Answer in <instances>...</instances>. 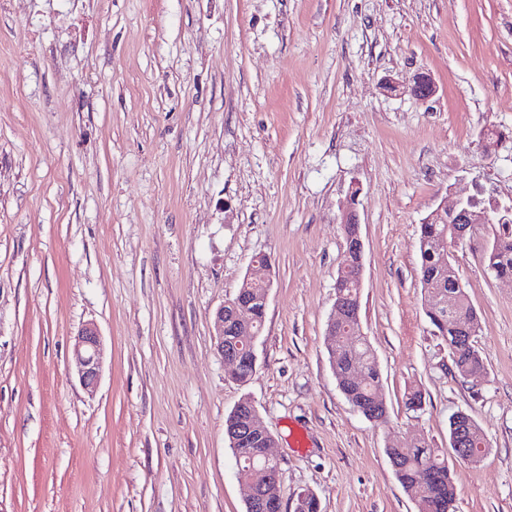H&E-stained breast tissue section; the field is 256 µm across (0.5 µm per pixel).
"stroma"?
<instances>
[{"mask_svg": "<svg viewBox=\"0 0 512 512\" xmlns=\"http://www.w3.org/2000/svg\"><path fill=\"white\" fill-rule=\"evenodd\" d=\"M421 72L429 100L383 88ZM450 191L512 207V0H0V512H246L224 434L245 397L282 512L306 491L320 512H417L386 450L448 447L460 411L490 451L451 460L457 512H512V279L484 259L499 225L453 249L481 382L423 305L419 224ZM349 207L379 426L325 334ZM259 254L272 287L242 385L213 318ZM90 322L93 392L74 354ZM341 224L344 226L345 236H346V252L344 254V260L341 265L342 270L345 266V258L350 255V251L356 252L359 258V265L356 268L357 278L359 280L360 286L362 287V274H363V251H364V245L362 242V239L359 234V228H358V219L357 215L354 209L349 208L347 211H345L341 218ZM348 224L354 225L356 228V232L352 235H350L348 232H350V227L347 226ZM75 340L79 382L85 390L93 392L101 378L104 356L99 330L94 324H87Z\"/></svg>", "mask_w": 512, "mask_h": 512, "instance_id": "1", "label": "stroma"}]
</instances>
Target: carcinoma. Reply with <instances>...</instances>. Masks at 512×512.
<instances>
[{
    "label": "carcinoma",
    "mask_w": 512,
    "mask_h": 512,
    "mask_svg": "<svg viewBox=\"0 0 512 512\" xmlns=\"http://www.w3.org/2000/svg\"><path fill=\"white\" fill-rule=\"evenodd\" d=\"M503 223L505 230L498 235L485 252V262L498 278H512V231ZM453 225L448 215H428V222L419 225L420 284L424 308L430 324L448 344L457 372L465 379H474L486 373L484 360L474 337L458 346L456 337L448 332V293L456 295L458 307L470 310L464 289L460 288L451 268L437 263L441 247L453 238ZM357 256H352V268L338 272L336 277V300L345 311H336V339L330 355V363L338 388L354 409L381 405V376L374 352L366 337L350 330L354 323L351 308L360 305L361 289L354 275L353 266ZM237 292L252 301V326L254 334L260 332L264 322L265 307L261 301V290L256 287L239 288ZM224 348L236 352L242 361L239 382H246L252 375V351L242 340L234 325L224 326ZM469 449H480L488 444L486 433L480 424L469 418L464 425ZM386 453L395 466V473L405 491L415 501L418 512H455L456 489L447 451L433 448L424 439L402 448H388ZM238 474L252 480L259 488L261 498L257 512H279V489L270 488L263 459L241 454L236 461Z\"/></svg>",
    "instance_id": "obj_1"
}]
</instances>
